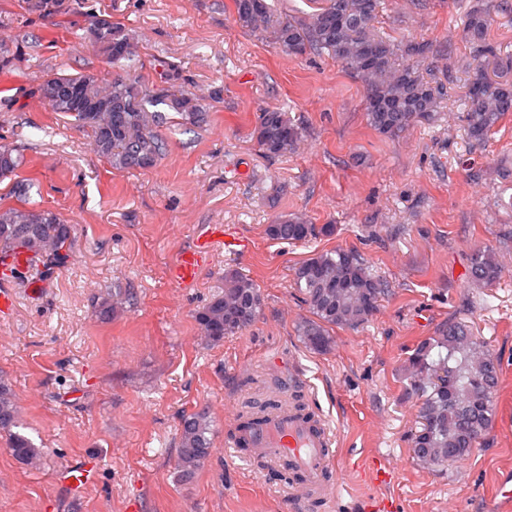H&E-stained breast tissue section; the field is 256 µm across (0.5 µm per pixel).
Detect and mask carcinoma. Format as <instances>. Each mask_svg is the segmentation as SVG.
I'll return each instance as SVG.
<instances>
[{"mask_svg":"<svg viewBox=\"0 0 512 512\" xmlns=\"http://www.w3.org/2000/svg\"><path fill=\"white\" fill-rule=\"evenodd\" d=\"M236 24L251 33H265L281 50L293 53L301 46L307 54L328 56L344 65L366 89L367 125L377 134L395 138L416 123L431 122L444 96L443 83L418 71L430 57L444 54L443 46L413 39L394 40L380 34L375 22L384 0H323L308 16L277 12L267 0H232ZM512 14V0H473L464 12V38L473 50L469 66L462 122L469 139L481 144L503 117L512 112V62L501 56L488 33L497 18ZM89 39L118 72L106 74H50L35 88L49 106L91 131L94 151L116 169H148L160 159L164 142L157 128L165 106L197 123L202 120L198 99L182 92L143 90L131 75L136 67L135 36L106 18H95ZM15 52L0 42V75L14 70ZM260 152L278 158L294 152L300 131L279 107L262 110L254 129ZM22 163L16 149L0 145V178L14 174ZM72 225L60 214L27 203L0 207V257L13 250L30 254L42 273H53L66 258ZM273 240L305 241L316 227L305 217L290 214L266 227ZM500 274L498 254L475 248L468 278L476 286H491ZM297 287L304 295L311 318L299 325L300 335L314 350L326 351L328 328H357L377 312L389 294V283L374 275L361 255L351 249L314 255L294 269ZM263 297L254 281L234 268L224 270V288L214 294L196 315L205 338L220 342L256 320ZM411 371L404 395L420 401L419 426L410 435L414 456L435 468L468 456L487 435L495 415L500 360L486 342L462 322H448L435 335L417 343L409 357ZM18 405L9 384L0 378V432L9 435V450L18 460L32 464L41 451L18 427ZM210 416L202 409L181 423L177 468L189 482L211 454Z\"/></svg>","mask_w":512,"mask_h":512,"instance_id":"obj_1","label":"carcinoma"}]
</instances>
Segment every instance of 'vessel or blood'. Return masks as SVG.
Wrapping results in <instances>:
<instances>
[{"instance_id": "vessel-or-blood-1", "label": "vessel or blood", "mask_w": 512, "mask_h": 512, "mask_svg": "<svg viewBox=\"0 0 512 512\" xmlns=\"http://www.w3.org/2000/svg\"><path fill=\"white\" fill-rule=\"evenodd\" d=\"M206 254L202 241L182 252L169 270L170 280L179 286L193 283ZM227 444L266 459L288 458L308 501L326 503L338 494V482L332 476L336 439L322 418L308 409H272L249 428L235 430ZM349 467L378 483L388 482L392 477L390 469L378 458H359L350 462Z\"/></svg>"}]
</instances>
